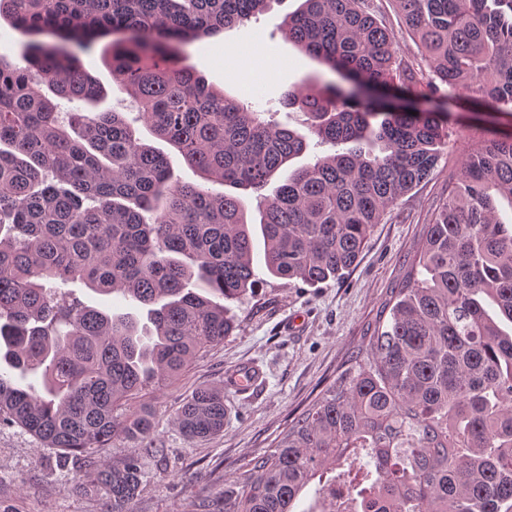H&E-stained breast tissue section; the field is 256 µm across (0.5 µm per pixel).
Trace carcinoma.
I'll list each match as a JSON object with an SVG mask.
<instances>
[{"mask_svg":"<svg viewBox=\"0 0 512 512\" xmlns=\"http://www.w3.org/2000/svg\"><path fill=\"white\" fill-rule=\"evenodd\" d=\"M271 0H0L29 40L0 53V423L65 457L115 436L152 442L147 405L236 327L231 304L257 292L254 240L232 193L173 179L140 143L80 55L108 64L143 123L206 180L262 191L308 136L209 87L178 50L265 11ZM421 49L398 55L375 0H303L288 41L344 85H304L287 104L336 149L289 172L259 205L264 269L315 285L357 262L374 225L428 178L455 115L414 95L467 97L512 112V0H395ZM428 67L424 72L420 66ZM512 133L486 128L448 173L413 274L372 333L275 447L224 484V512H294L323 476L361 496L356 512H512ZM80 282L146 310L82 303ZM224 387L197 388L175 420L191 438L224 431ZM144 478L134 456L99 471L112 512Z\"/></svg>","mask_w":512,"mask_h":512,"instance_id":"obj_1","label":"carcinoma"}]
</instances>
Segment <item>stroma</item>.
<instances>
[{"label":"stroma","instance_id":"obj_1","mask_svg":"<svg viewBox=\"0 0 512 512\" xmlns=\"http://www.w3.org/2000/svg\"><path fill=\"white\" fill-rule=\"evenodd\" d=\"M377 3L399 56L419 59L418 45L394 0ZM299 4L273 0L268 10L225 30L222 39L183 48L176 61L200 70L213 88L258 104L269 119H286L306 131L305 115L297 106H284V94L302 80L322 84L338 76L285 39V21ZM104 48L97 43L84 60L104 92L98 108L130 112L128 94L101 60ZM449 109L460 123L437 166L374 226L353 269L314 286L266 278L255 297L234 305L238 326L223 343L208 349L169 386L129 403L132 411L150 405L155 421L151 447L118 436L95 449L89 462L64 467L55 451L32 434L1 424L0 505L12 512H112L98 472L133 454L145 478L128 512H192L201 499L223 501L225 484L243 480L248 463L270 450L336 379L389 290L405 280L425 226L443 199L449 171L459 168L463 153L475 148L491 118L466 99ZM245 363L256 364L264 378L245 391L225 389L223 432L203 440L186 437L174 422L186 397L196 388L220 383L227 371Z\"/></svg>","mask_w":512,"mask_h":512}]
</instances>
